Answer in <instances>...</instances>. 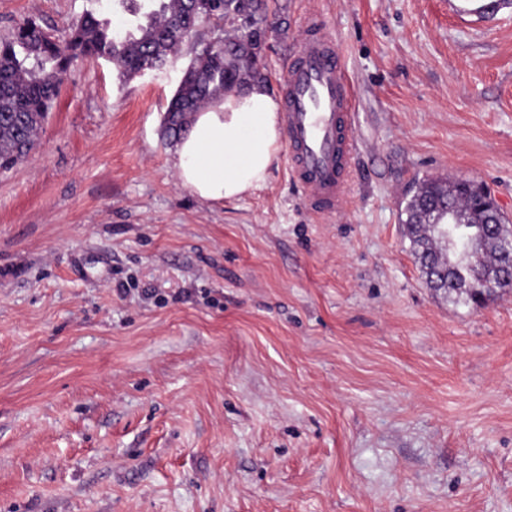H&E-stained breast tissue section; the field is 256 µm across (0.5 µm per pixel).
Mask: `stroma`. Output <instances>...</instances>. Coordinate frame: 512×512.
Returning a JSON list of instances; mask_svg holds the SVG:
<instances>
[{"label":"stroma","mask_w":512,"mask_h":512,"mask_svg":"<svg viewBox=\"0 0 512 512\" xmlns=\"http://www.w3.org/2000/svg\"><path fill=\"white\" fill-rule=\"evenodd\" d=\"M280 93L327 23L354 84L350 191L182 187L166 108L193 56L128 80L75 60L0 172V512H512V289L452 304L399 222L417 178L512 223V13L270 0ZM109 0H0L57 38Z\"/></svg>","instance_id":"1"}]
</instances>
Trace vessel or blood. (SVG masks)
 I'll return each instance as SVG.
<instances>
[{
  "instance_id": "obj_1",
  "label": "vessel or blood",
  "mask_w": 512,
  "mask_h": 512,
  "mask_svg": "<svg viewBox=\"0 0 512 512\" xmlns=\"http://www.w3.org/2000/svg\"><path fill=\"white\" fill-rule=\"evenodd\" d=\"M450 12L490 17L512 10V0H448ZM310 34L284 77L288 172L313 209L337 211L356 150L349 121L352 85L324 21L310 17Z\"/></svg>"
}]
</instances>
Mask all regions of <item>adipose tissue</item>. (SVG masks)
<instances>
[{
    "instance_id": "obj_1",
    "label": "adipose tissue",
    "mask_w": 512,
    "mask_h": 512,
    "mask_svg": "<svg viewBox=\"0 0 512 512\" xmlns=\"http://www.w3.org/2000/svg\"><path fill=\"white\" fill-rule=\"evenodd\" d=\"M281 107L266 85L198 112L179 141L174 168L179 183L200 198L221 202L264 185L280 151Z\"/></svg>"
}]
</instances>
